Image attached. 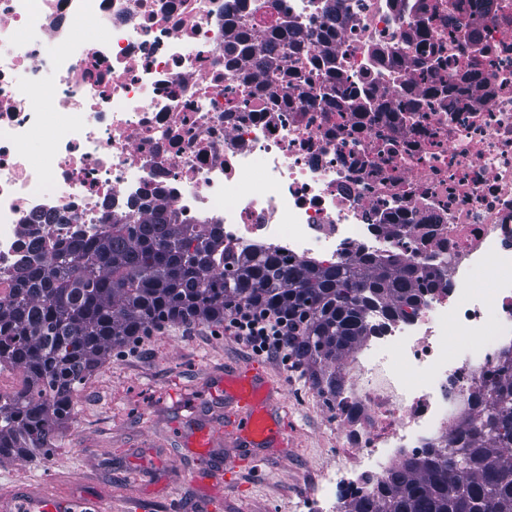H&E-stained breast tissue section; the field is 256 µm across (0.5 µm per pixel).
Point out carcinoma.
<instances>
[{
	"label": "carcinoma",
	"mask_w": 512,
	"mask_h": 512,
	"mask_svg": "<svg viewBox=\"0 0 512 512\" xmlns=\"http://www.w3.org/2000/svg\"><path fill=\"white\" fill-rule=\"evenodd\" d=\"M26 257L0 299V360L25 380L0 404V458L49 455L76 386L144 328L219 324L244 305L288 315L289 355L334 403L345 389L338 363L369 335L367 313L400 316L437 286L372 256L323 266L263 249L227 255L218 226L202 234L161 207L49 255L35 237ZM451 443L402 459L370 492L351 489L345 512H512V374Z\"/></svg>",
	"instance_id": "cac0c4a2"
}]
</instances>
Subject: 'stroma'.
<instances>
[{
  "label": "stroma",
  "instance_id": "obj_1",
  "mask_svg": "<svg viewBox=\"0 0 512 512\" xmlns=\"http://www.w3.org/2000/svg\"><path fill=\"white\" fill-rule=\"evenodd\" d=\"M254 361L278 386L289 429L259 469L235 475L216 512H301L337 456L354 461L360 451L327 426L326 404L304 372L253 359L209 323L166 325L137 354L100 364L78 386L75 413L50 456L0 459V492L52 473L69 493L100 499L112 512H198L205 493L195 476L206 462L180 448L172 432L217 406L211 368Z\"/></svg>",
  "mask_w": 512,
  "mask_h": 512
}]
</instances>
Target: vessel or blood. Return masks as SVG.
Returning <instances> with one entry per match:
<instances>
[{
    "instance_id": "vessel-or-blood-1",
    "label": "vessel or blood",
    "mask_w": 512,
    "mask_h": 512,
    "mask_svg": "<svg viewBox=\"0 0 512 512\" xmlns=\"http://www.w3.org/2000/svg\"><path fill=\"white\" fill-rule=\"evenodd\" d=\"M209 380L214 389L240 410L237 425L224 429L216 421L205 419L179 430L177 439L183 448L203 456L216 448H224V456L205 467L199 475L213 491L220 492L224 489L227 474L240 464L258 465L265 449L281 447L288 425L281 414L276 388L258 368L221 369L212 372ZM21 504L28 512H101L96 500L68 496L50 483L18 498L0 500V512H17Z\"/></svg>"
}]
</instances>
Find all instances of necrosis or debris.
Returning a JSON list of instances; mask_svg holds the SVG:
<instances>
[{
    "label": "necrosis or debris",
    "mask_w": 512,
    "mask_h": 512,
    "mask_svg": "<svg viewBox=\"0 0 512 512\" xmlns=\"http://www.w3.org/2000/svg\"><path fill=\"white\" fill-rule=\"evenodd\" d=\"M155 203L238 251L433 272L409 316L369 317L325 415L359 488L446 447L512 349V0H0V298L32 237Z\"/></svg>",
    "instance_id": "4bbe7bcc"
}]
</instances>
